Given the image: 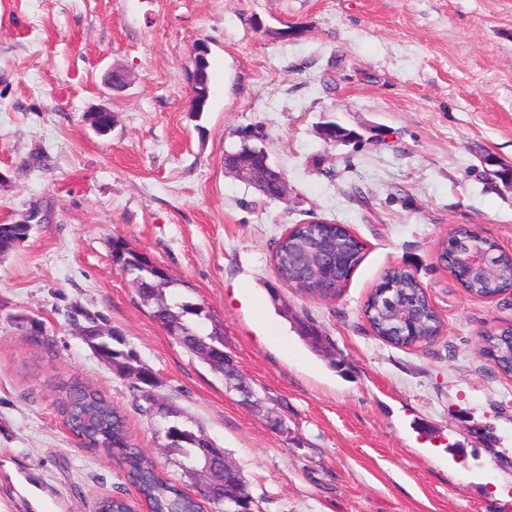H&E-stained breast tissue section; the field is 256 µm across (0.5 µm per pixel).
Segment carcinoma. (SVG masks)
Instances as JSON below:
<instances>
[{"label": "carcinoma", "mask_w": 512, "mask_h": 512, "mask_svg": "<svg viewBox=\"0 0 512 512\" xmlns=\"http://www.w3.org/2000/svg\"><path fill=\"white\" fill-rule=\"evenodd\" d=\"M20 231L19 224H0V256L6 257L20 246ZM463 235L472 237L470 244L475 248L482 251L493 248L489 239L468 228L454 230L448 241ZM315 239L327 241L346 252L356 264L361 261L363 248L346 229L328 222L297 224L279 239L275 253L276 273L284 283L298 290L303 288L299 283L302 279L299 257ZM110 252L117 256L119 264L130 271V279L142 278L143 283L136 291L154 320L166 322L167 333L195 356L199 355V344L206 342L209 352L203 362L217 374L224 375L221 329L214 326L210 332H205L204 326L210 315L203 307L186 300L176 302L165 293L169 288H184L186 283L172 275L162 280L156 278L158 265L142 260L140 253L125 242L111 240ZM448 273L465 291L480 298L493 299L512 289V279L508 277L474 275L461 278L451 262L448 263ZM374 293L377 297L366 303L365 315L375 335L382 340L395 346L410 347L427 344L440 334L441 321L428 307L424 288L410 271L401 267L388 271ZM397 300L414 302L424 310L422 321L411 334H397L398 321L394 318V302ZM84 334L100 359L122 368L120 376L129 380L131 388L139 392L146 403L144 412L152 413L153 401L141 392V387L152 385L155 372L131 351L124 349L123 338L111 331L103 319L88 320ZM483 352L493 359L499 372L512 376V328L487 333ZM58 410L83 446L99 449L119 463L148 512H200L198 499L185 486L169 478L153 458L132 442L125 414L102 393L73 381L63 387ZM171 425L173 429L165 437L163 447L175 456L174 465L200 486L212 481L222 471L224 453L210 459L200 454L199 448L208 435L203 429L183 420L180 411H175ZM96 512H134V505L128 500L108 496L97 503Z\"/></svg>", "instance_id": "cac0c4a2"}]
</instances>
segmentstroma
Instances as JSON below:
<instances>
[{"instance_id": "35a3bbf8", "label": "stroma", "mask_w": 512, "mask_h": 512, "mask_svg": "<svg viewBox=\"0 0 512 512\" xmlns=\"http://www.w3.org/2000/svg\"><path fill=\"white\" fill-rule=\"evenodd\" d=\"M200 43L211 92L193 112ZM115 67L120 90L106 83ZM99 106L114 116L104 136L84 119ZM330 121L359 140L326 142ZM247 130L287 198L225 170ZM489 158L512 166V0H0V223L33 206L45 217L0 259V512L136 498L63 424L72 379L178 472L128 382L74 330V306L153 369L158 395L224 449L259 512H512V377L480 352L483 332L512 324V293L471 297L437 259L460 225L512 252V186L487 175ZM312 220L364 245L333 300L274 271L278 239ZM116 236L186 281L258 406L150 317L112 264ZM394 266L441 316L429 345L395 347L366 321Z\"/></svg>"}]
</instances>
